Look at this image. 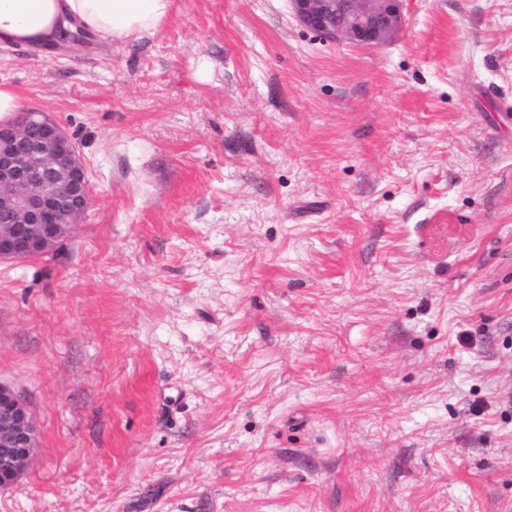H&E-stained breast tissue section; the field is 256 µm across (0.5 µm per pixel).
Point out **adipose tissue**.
Listing matches in <instances>:
<instances>
[{
	"mask_svg": "<svg viewBox=\"0 0 512 512\" xmlns=\"http://www.w3.org/2000/svg\"><path fill=\"white\" fill-rule=\"evenodd\" d=\"M171 8L172 0H0V47H47L65 30L136 41L155 35Z\"/></svg>",
	"mask_w": 512,
	"mask_h": 512,
	"instance_id": "adipose-tissue-1",
	"label": "adipose tissue"
}]
</instances>
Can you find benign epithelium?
I'll return each instance as SVG.
<instances>
[{
  "label": "benign epithelium",
  "instance_id": "1",
  "mask_svg": "<svg viewBox=\"0 0 512 512\" xmlns=\"http://www.w3.org/2000/svg\"><path fill=\"white\" fill-rule=\"evenodd\" d=\"M402 0H291L296 20L327 40L374 47L402 25ZM86 166L61 126L39 111L0 123V260L51 253L82 223ZM38 424L15 389L0 384V490L13 487L39 447Z\"/></svg>",
  "mask_w": 512,
  "mask_h": 512
}]
</instances>
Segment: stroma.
<instances>
[{"label":"stroma","instance_id":"obj_1","mask_svg":"<svg viewBox=\"0 0 512 512\" xmlns=\"http://www.w3.org/2000/svg\"><path fill=\"white\" fill-rule=\"evenodd\" d=\"M381 46L289 0L0 49L87 217L0 262L40 444L0 512H512V0H403Z\"/></svg>","mask_w":512,"mask_h":512}]
</instances>
